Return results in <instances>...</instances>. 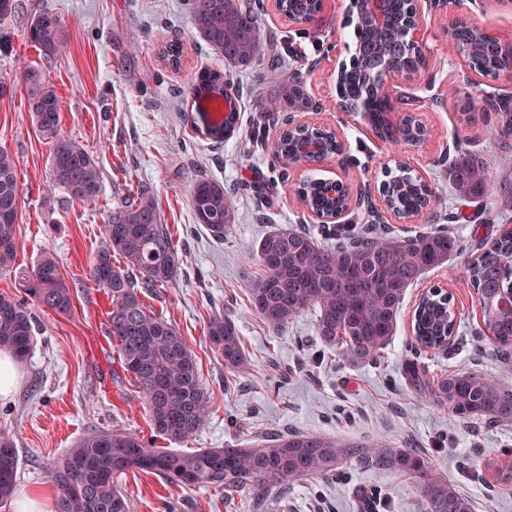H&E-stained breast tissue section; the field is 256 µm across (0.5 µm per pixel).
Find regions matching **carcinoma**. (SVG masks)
<instances>
[{
	"instance_id": "carcinoma-1",
	"label": "carcinoma",
	"mask_w": 512,
	"mask_h": 512,
	"mask_svg": "<svg viewBox=\"0 0 512 512\" xmlns=\"http://www.w3.org/2000/svg\"><path fill=\"white\" fill-rule=\"evenodd\" d=\"M199 38L225 62L248 65L268 54L258 22L257 0H187ZM361 57L340 83V95L356 102L366 93L363 70L387 53L414 66L420 58L399 42L395 28L384 24L356 33ZM27 41L44 56L60 53L65 32L57 15L41 11L27 29ZM474 64L486 77L512 71V57H503L484 44L476 45ZM27 111L43 139L52 145L51 185L71 198L90 202L102 191L103 176L96 158L79 142L60 134V103L44 72L27 66L21 72ZM230 79L204 72L191 85L194 101L218 95L229 109L223 120L203 128L205 136L220 141L232 135L239 113ZM496 136L512 128L508 99L497 100ZM309 105L299 85L286 87L270 98L265 109L274 118L280 112ZM379 136L398 141L397 131L380 110L371 113ZM298 131H283L274 158L285 163L292 156ZM456 142L448 164V180L461 204L478 203L499 214L512 212V178L493 190L479 158ZM18 159L0 149V273L16 264V227L19 216ZM323 181L304 187L305 200L323 210L330 201ZM386 188L401 209L440 205L441 198L404 172L389 175ZM240 188H227L209 178L196 180L190 203L197 223L219 240L231 231ZM450 225L436 226L407 239L389 235L373 220L369 223L321 225L320 235L336 240L321 245L309 229H276L258 244L261 274L249 291L251 306L270 328L281 330L299 314L314 307L317 335L343 348L353 360L370 362L395 334L407 289L429 270L448 262L463 250L464 240L452 224L467 222L463 213L448 214ZM480 254L470 265L471 282L481 296L485 326L500 358L512 361V312L494 307L512 297V229L479 243ZM123 265L117 266L114 257ZM178 265L177 249L161 221L154 197L146 189L113 210L104 226V241L90 266L91 280L110 297L109 322L124 371L139 389L158 436L181 441L197 435L210 415V394L200 380L194 351L176 326L147 311L142 294L172 281ZM24 297L0 294V350L18 359L28 356L35 340V319L29 303L67 314L71 291L57 260L41 256L20 285ZM446 292H427L414 307V343L409 347L404 373L408 385L428 396L457 423L482 421L490 427L512 421V393L499 383L474 372L431 375L421 360V349L448 345L456 325ZM210 348L232 369L247 365L243 339L228 315L210 318L205 329ZM357 455L375 466L398 468L419 485L425 512H472L468 497L416 452L380 445L360 448L332 438L287 433L253 447L229 444L195 453L156 447L153 439L120 429L100 430L77 441L50 467L57 489L54 512H129L117 479L128 470H141L179 487L203 486L228 493L248 492L260 504L291 481L326 478L341 462ZM19 453L15 437L0 432V503L17 489Z\"/></svg>"
}]
</instances>
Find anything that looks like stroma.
I'll return each instance as SVG.
<instances>
[{"mask_svg":"<svg viewBox=\"0 0 512 512\" xmlns=\"http://www.w3.org/2000/svg\"><path fill=\"white\" fill-rule=\"evenodd\" d=\"M349 2L324 0L321 19L308 25L288 22L269 0L260 9L262 32L277 38L287 74L299 75L321 108L319 121L336 128L346 143L342 154L299 167L281 166L268 148L251 144L265 99L279 90L266 77L267 62L225 64L196 38L186 0H19L15 15L0 23V149L19 160L20 195L15 270L0 273V294L20 296L19 272L48 251L72 295L68 315L35 309V348L19 362L14 394L0 399V431L12 432L19 448L18 492L50 486L51 463L87 434L150 432L148 412L111 335V300L89 278L108 215L145 188L169 228L179 266L170 283L145 293L143 301L185 337L211 397L204 429L175 444L155 437L157 447L193 452L230 442L246 446L288 431L361 446L383 441L425 454L471 500L472 512H512V423L489 430L455 423L406 383L403 364L418 288L408 289L396 333L378 364L354 361L341 348L321 343L315 311L274 331L249 302L260 273V240L277 227L312 225L293 192L297 183L340 178L376 190L405 163L448 201L453 191L441 162L453 156L459 136L480 158L491 184L512 170V160L491 142L493 121L481 104L487 92L512 96V78L466 72L448 44L450 13L428 2L422 6L426 63L402 79L395 103L397 112L414 113L426 126L425 139L390 144L360 116L341 111L336 62L350 60L356 48ZM40 11L56 14L67 34L64 48L51 58L26 40ZM470 18L512 45V0H477ZM173 40L182 46L174 66L162 55ZM29 65L44 71L60 100L62 135L82 143L99 162L103 189L97 200L78 201L51 188V148L25 108L20 83ZM206 68L229 74L240 89L238 127L221 143L192 121L189 84ZM201 173L228 186L259 180L270 192L261 199L239 196L234 229L219 241L196 223L190 205L191 184ZM475 257L464 250L423 279L448 291L458 321L447 348L423 350V362L433 373L478 372L511 391L512 363L501 362L487 338L471 284ZM218 313L229 314L240 330L244 370L224 366L209 347L205 326ZM119 484L130 512H164L167 503L175 512H253L248 497L172 486L140 471L121 475ZM364 493L388 494L385 512H424L409 475L366 467L354 456L336 475L294 481L287 495L271 494L267 512H361Z\"/></svg>","mask_w":512,"mask_h":512,"instance_id":"35a3bbf8","label":"stroma"}]
</instances>
